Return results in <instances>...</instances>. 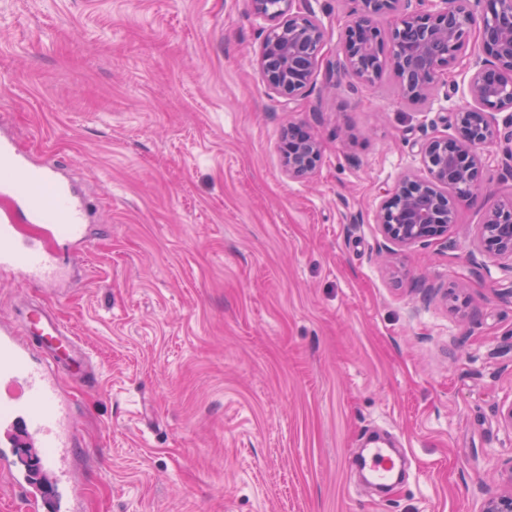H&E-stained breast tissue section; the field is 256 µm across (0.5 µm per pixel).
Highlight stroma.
I'll return each mask as SVG.
<instances>
[{
    "mask_svg": "<svg viewBox=\"0 0 512 512\" xmlns=\"http://www.w3.org/2000/svg\"><path fill=\"white\" fill-rule=\"evenodd\" d=\"M302 5L326 44L287 106L251 0H0V130L93 215L71 287L0 274V323L50 305L92 358L57 369L83 512H480L502 488L512 270L476 248L512 201L502 145L446 238L397 248L375 222L449 134L468 62L428 102L389 69L333 76L359 0ZM290 122L322 142L311 179L283 172ZM376 430L408 453L383 493L358 462Z\"/></svg>",
    "mask_w": 512,
    "mask_h": 512,
    "instance_id": "1",
    "label": "stroma"
}]
</instances>
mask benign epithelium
<instances>
[{
	"label": "benign epithelium",
	"mask_w": 512,
	"mask_h": 512,
	"mask_svg": "<svg viewBox=\"0 0 512 512\" xmlns=\"http://www.w3.org/2000/svg\"><path fill=\"white\" fill-rule=\"evenodd\" d=\"M298 0H251L256 14L268 21L258 65L268 88L287 105L308 91L313 69L323 56V27L297 5ZM394 18L383 30L382 14ZM478 53L469 66L472 103L451 112L454 134L437 135L419 145L426 176L407 174L385 190L375 222L387 242L396 246L425 244L448 236L459 201L470 198L482 182L480 149L500 136L497 115L511 111L512 0H360L348 21L340 69L371 83L383 67L403 71L402 95L425 100L448 85L451 69L465 54L472 36ZM289 178L307 180L317 170L322 144L302 123H291L279 143ZM470 191L448 196V180ZM478 247L487 256L512 263V203L491 207L478 232ZM505 488L486 499L481 512H512V461L500 472Z\"/></svg>",
	"instance_id": "benign-epithelium-1"
}]
</instances>
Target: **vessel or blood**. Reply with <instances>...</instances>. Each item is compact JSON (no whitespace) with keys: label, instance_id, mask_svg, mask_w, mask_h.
<instances>
[{"label":"vessel or blood","instance_id":"b4317fda","mask_svg":"<svg viewBox=\"0 0 512 512\" xmlns=\"http://www.w3.org/2000/svg\"><path fill=\"white\" fill-rule=\"evenodd\" d=\"M90 211L85 198L67 181L60 166L48 161L31 164L11 140H0V271L17 273L39 287L61 280L66 268L51 241L80 247L88 239ZM39 225L40 236L25 237L20 221ZM77 346L49 306H24L11 324H0V384L19 385L24 400L0 396V420L15 437L0 442V469L27 502L28 512H43L44 490L26 472L14 470L17 442L42 448V461L60 467L75 453L77 438L70 426L71 400L58 385L55 369L66 358L76 359ZM395 460L382 445L369 454V468L383 484L392 481ZM79 482L67 475L55 490L56 512H77Z\"/></svg>","mask_w":512,"mask_h":512}]
</instances>
